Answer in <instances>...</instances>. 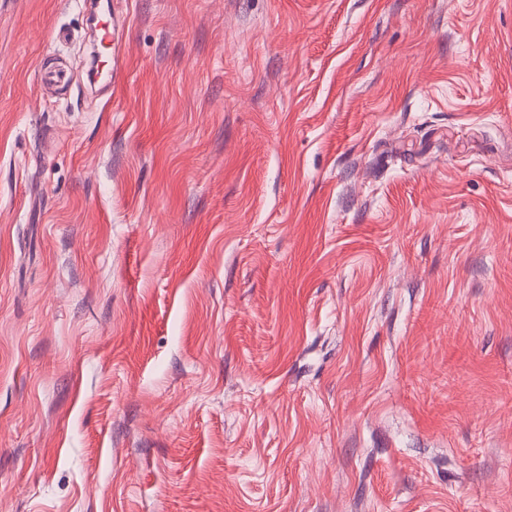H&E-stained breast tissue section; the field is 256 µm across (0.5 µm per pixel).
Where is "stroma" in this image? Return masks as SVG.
I'll return each mask as SVG.
<instances>
[{
    "mask_svg": "<svg viewBox=\"0 0 512 512\" xmlns=\"http://www.w3.org/2000/svg\"><path fill=\"white\" fill-rule=\"evenodd\" d=\"M0 0V512H512V0Z\"/></svg>",
    "mask_w": 512,
    "mask_h": 512,
    "instance_id": "1",
    "label": "stroma"
}]
</instances>
